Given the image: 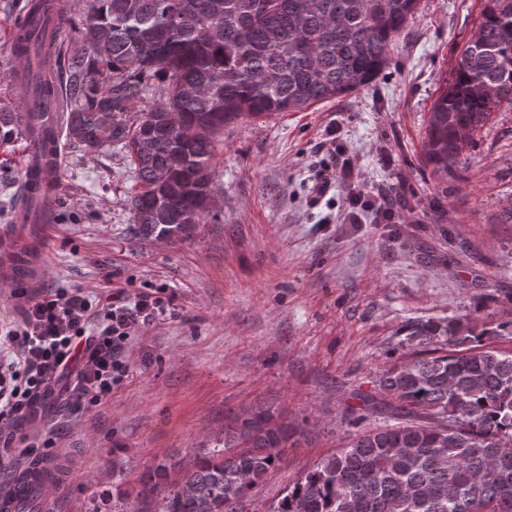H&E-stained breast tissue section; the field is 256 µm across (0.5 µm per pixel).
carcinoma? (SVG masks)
I'll list each match as a JSON object with an SVG mask.
<instances>
[{
	"instance_id": "1",
	"label": "carcinoma",
	"mask_w": 512,
	"mask_h": 512,
	"mask_svg": "<svg viewBox=\"0 0 512 512\" xmlns=\"http://www.w3.org/2000/svg\"><path fill=\"white\" fill-rule=\"evenodd\" d=\"M475 33L434 102L425 156L458 163L492 112L512 106V0H483ZM418 0H90V49L67 58L62 131L93 152L122 145L140 186L134 234L192 235L214 195L216 136L242 116L289 112L357 90L388 63ZM160 99L137 113L148 85ZM22 122L0 111V142ZM418 358L379 380L398 423L368 430L298 480L274 512H512V353L478 344ZM292 433L268 410L172 483L160 463L136 512H237L282 461Z\"/></svg>"
}]
</instances>
